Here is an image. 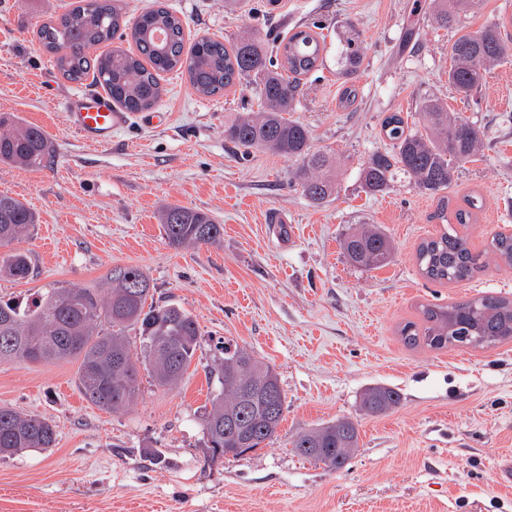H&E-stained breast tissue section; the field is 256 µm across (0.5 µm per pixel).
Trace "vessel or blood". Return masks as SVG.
Returning <instances> with one entry per match:
<instances>
[{
  "mask_svg": "<svg viewBox=\"0 0 512 512\" xmlns=\"http://www.w3.org/2000/svg\"><path fill=\"white\" fill-rule=\"evenodd\" d=\"M64 108L69 127L91 146L111 143L114 134L130 121L129 113L117 111L96 93L72 95Z\"/></svg>",
  "mask_w": 512,
  "mask_h": 512,
  "instance_id": "vessel-or-blood-1",
  "label": "vessel or blood"
}]
</instances>
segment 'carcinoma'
Wrapping results in <instances>:
<instances>
[{"label": "carcinoma", "instance_id": "1", "mask_svg": "<svg viewBox=\"0 0 512 512\" xmlns=\"http://www.w3.org/2000/svg\"><path fill=\"white\" fill-rule=\"evenodd\" d=\"M481 0H433L431 19L439 29H453ZM512 20L501 17L475 33L456 38L448 47L451 64L448 83L468 97L485 81L488 66L512 52ZM187 22L159 2L131 20L122 0H77L62 15L42 23L36 36L53 55L64 78L81 83L92 79L108 97L128 112H143L160 101V75L182 72L201 97L224 95L235 83L254 78L260 107L242 112L224 125V140L247 152L263 148L301 165L294 181L303 195L319 207L336 192L339 158L330 149H313L309 129L286 114L294 111L300 77L323 64L325 38L309 26H299L277 40L276 58L265 44L242 36L226 47L202 36L186 46ZM118 38H129L136 51L116 46L90 56L89 51ZM346 80L359 72L363 57L346 44L337 52ZM423 129L412 130L393 113L382 121V133L392 150L375 152L359 171L363 189L383 194L394 174H409L420 190L439 196L438 217L448 221L445 191L454 180L456 165L478 152L483 130L476 123L448 111L435 99L419 103ZM54 153V143L41 129L19 117L0 115V166L41 168ZM37 217L20 200L0 194V247L29 235ZM168 246L179 249L220 242L223 225L208 214L171 205L160 214ZM347 260L361 268L386 266L393 257L391 238L377 225H364L342 240ZM492 252L512 266V234L498 233ZM422 275L439 283L462 282L481 270L479 254L467 237L456 231L422 242L417 250ZM30 257L18 251L0 253V278L25 279ZM153 288L136 267L112 268V288L106 295L89 288H48L27 308L0 300V362L79 361L78 383L84 397L96 407L118 412L129 407L139 390V370L127 340L131 329L142 336L144 369L156 386H175L190 366L198 345L196 318L173 301L148 302ZM423 324L406 322L399 330L409 346L424 344L433 350L468 345L491 347L512 340V299L492 294L453 305H430L422 310ZM218 386L203 432L217 460L230 453L241 456L278 436L284 420L286 397L274 368L239 346L224 344L208 371ZM401 395L390 388L371 387L362 405L370 414L397 407ZM52 421L0 406V456L54 447ZM357 424L341 417L298 435L296 452L309 460L340 469L359 448Z\"/></svg>", "mask_w": 512, "mask_h": 512}]
</instances>
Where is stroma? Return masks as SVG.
Segmentation results:
<instances>
[{"label":"stroma","mask_w":512,"mask_h":512,"mask_svg":"<svg viewBox=\"0 0 512 512\" xmlns=\"http://www.w3.org/2000/svg\"><path fill=\"white\" fill-rule=\"evenodd\" d=\"M70 2L0 0V113L39 127L56 147L44 168H0V194L38 216L12 244L29 254L31 274L0 278V299L25 303L61 286L102 291L113 267L133 266L156 301L196 317L201 336L178 385L156 386L140 371L137 399L116 413L85 399L77 360L0 363V406L56 426L53 448L0 458V512H512V483L501 475L512 455V341L432 350L406 346L398 333L429 304L512 299V267L490 251L496 233L512 232V57L491 66L468 101L448 83L450 43L512 17V0H482L448 30L431 24L430 0H165L191 40L229 45L246 33L321 27L324 64L302 76L291 114L314 148L333 147L345 160L336 194L321 207L294 184L296 159L225 142V121L255 104L250 79L203 98L186 78L162 75L154 113L134 114L111 145H87L63 103L91 85L63 78L36 36ZM346 36L363 64L356 100L344 107L336 50ZM425 98L484 132L447 191L450 208L479 203L462 232L483 266L459 283L430 282L416 263L421 242L446 228L437 199L403 173L377 196L358 179L368 156L389 146L382 119L398 112L420 129ZM166 204L208 213L224 226L221 244L167 246L158 222ZM273 213L282 223H269ZM359 224L391 237L387 266L345 260L339 241ZM226 339L275 366L287 410L276 440L212 461L202 430L207 370ZM374 385L396 389L400 405L364 414L361 395ZM340 417L360 430L342 469L297 455V435Z\"/></svg>","instance_id":"1"}]
</instances>
